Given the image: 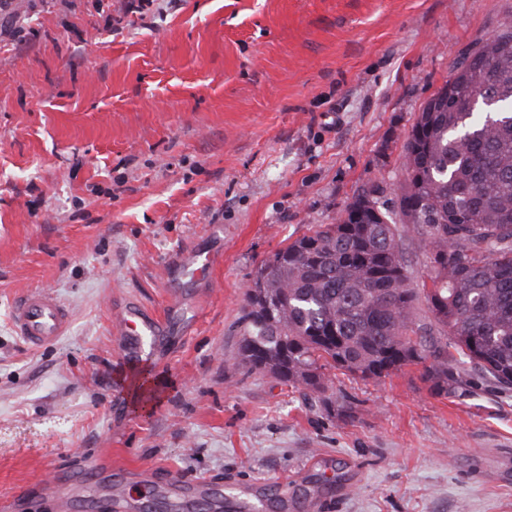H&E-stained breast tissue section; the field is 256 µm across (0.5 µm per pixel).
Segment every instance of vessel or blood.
I'll return each mask as SVG.
<instances>
[{"label":"vessel or blood","mask_w":512,"mask_h":512,"mask_svg":"<svg viewBox=\"0 0 512 512\" xmlns=\"http://www.w3.org/2000/svg\"><path fill=\"white\" fill-rule=\"evenodd\" d=\"M16 331L31 346L41 347L56 341L68 329L69 309L56 295L33 290L19 296L12 310ZM114 333L126 352L137 360L151 356L164 333L163 321L153 313L126 309L114 322Z\"/></svg>","instance_id":"vessel-or-blood-1"}]
</instances>
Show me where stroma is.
I'll use <instances>...</instances> for the list:
<instances>
[{
	"label": "stroma",
	"mask_w": 512,
	"mask_h": 512,
	"mask_svg": "<svg viewBox=\"0 0 512 512\" xmlns=\"http://www.w3.org/2000/svg\"><path fill=\"white\" fill-rule=\"evenodd\" d=\"M510 20L512 0H0V505L58 512L56 477L101 512L120 473L133 496L287 477L266 512H512V389L473 365L441 392L419 365L339 374L322 403L235 360L261 263L396 189L421 107ZM194 252L209 278L174 265ZM32 289L72 316L39 348L10 318ZM131 302L167 322L137 363L113 329Z\"/></svg>",
	"instance_id": "35a3bbf8"
}]
</instances>
